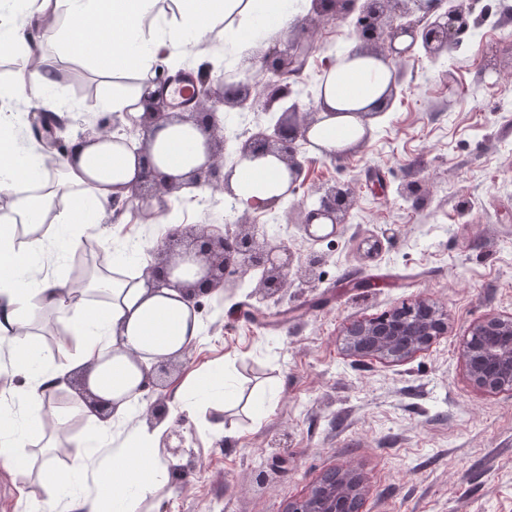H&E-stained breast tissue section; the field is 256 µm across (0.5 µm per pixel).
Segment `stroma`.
I'll return each mask as SVG.
<instances>
[{"label":"stroma","mask_w":512,"mask_h":512,"mask_svg":"<svg viewBox=\"0 0 512 512\" xmlns=\"http://www.w3.org/2000/svg\"><path fill=\"white\" fill-rule=\"evenodd\" d=\"M488 20L440 59L415 50L406 76L380 115L371 137L333 161L302 147L307 178L265 224L298 259L326 261L318 284L291 276L270 299L269 324L251 318L244 293L203 298L200 341L180 359L181 377L220 368L236 405L224 412V434L205 428L207 412H178L180 429L200 470L172 480L154 512H284L321 476L357 469L366 493L360 512H512V395L489 393L470 380L462 359L473 325L512 315V0H479ZM315 43L302 80L318 89L333 48L356 45L350 21L313 17L308 28L270 29L266 45ZM43 53L54 64L52 95L70 106L56 135L70 141L95 123L97 102L114 89L132 91L130 72L116 78L97 62L66 56L56 39ZM180 70L213 75L243 63L215 41L206 53L185 48ZM261 83L249 101L221 106L226 159H235L237 133L266 128ZM347 184L355 205L334 241L316 242L297 224L323 182ZM185 225L226 231L251 221L229 211L224 195L185 189L167 199ZM158 202L125 207L106 217L86 240L101 250L137 243L136 264L147 268L167 226L148 222ZM418 296L448 317V331L403 361L353 357L346 330ZM72 386L39 412L56 446L86 436L89 419L69 409ZM45 493L37 477L0 467V512H17L24 499Z\"/></svg>","instance_id":"1"}]
</instances>
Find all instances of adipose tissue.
<instances>
[{
    "instance_id": "ef3b65f1",
    "label": "adipose tissue",
    "mask_w": 512,
    "mask_h": 512,
    "mask_svg": "<svg viewBox=\"0 0 512 512\" xmlns=\"http://www.w3.org/2000/svg\"><path fill=\"white\" fill-rule=\"evenodd\" d=\"M201 0H28L24 19L0 15V43L34 52L29 79L16 85L14 99L33 107L54 108L49 92L55 74L42 53L48 37L60 40L66 52L109 60L113 73L136 69L150 73L159 57L176 61L185 44L209 42L216 27L238 53L263 38L270 25L288 24L300 11L295 0H214L201 12ZM391 71L379 59L347 49L336 59L318 88L324 117L310 131V139L326 152L359 140L364 129L361 113L373 111L389 90ZM15 113H0V194L9 207L0 215V341L9 342L15 403L35 411L55 389L63 373L48 347L22 342L27 328L45 312L55 316L53 334L58 344L77 343L75 367L85 369L89 390L112 401L113 421L131 419L139 405L137 386L143 379L139 361H161L181 355L199 342L202 329L197 313L174 290L151 288L143 272L127 279L93 278L75 289L58 278L35 279L34 263L41 238L25 247L14 244L17 224H59L65 241L73 245L93 224L129 195L140 176L142 157L126 142H93L74 146L64 160L36 146L24 145L14 135ZM206 138L190 123L155 126L150 155L166 174H186L204 163ZM288 182L282 162L269 156L244 159L230 186L238 206L253 209L281 197ZM71 205L56 210V198ZM180 410L217 398L232 401L222 372L182 381L177 389ZM167 423H141L117 447H106L107 431L95 427L64 454L62 467L54 451L34 456L31 437L0 426V465L26 476L37 472L48 495L43 506L54 512L60 495L90 465L98 467V483L106 495L75 496L70 512H136L139 503L155 499L170 482V461L162 446Z\"/></svg>"
}]
</instances>
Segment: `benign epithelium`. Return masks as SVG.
Segmentation results:
<instances>
[{
    "instance_id": "1",
    "label": "benign epithelium",
    "mask_w": 512,
    "mask_h": 512,
    "mask_svg": "<svg viewBox=\"0 0 512 512\" xmlns=\"http://www.w3.org/2000/svg\"><path fill=\"white\" fill-rule=\"evenodd\" d=\"M477 0H457L445 6V0H318L314 13L320 16L353 17L352 25L358 39L380 43L376 57L383 61L394 75L391 86H396L407 60L415 47H420L436 60L460 43L461 36L476 27L474 16ZM407 37L408 44L399 48L397 40ZM308 51L300 48H268L255 61L229 75H220L221 92L214 97L209 88L211 71L198 75L196 87L197 109L188 114L164 112L167 103L155 90L143 97L145 117L158 123L172 117L196 126L205 136L207 160L189 176L179 180L162 174L150 158H145L139 180L131 186L129 199L146 202L153 198L160 203V212L169 210L164 197L189 187H208L228 193L229 178L237 166H226L224 159V127L220 125L217 110L226 104L243 105L250 97L253 69L259 68L267 76L261 109L278 112L280 116L270 135L255 133L247 138L239 150L238 159L273 155L286 165L289 185L285 194H292L300 186L304 164L298 159V142L310 143L308 132L318 122L311 113L301 123L295 120L300 101L288 97L291 80L300 75L307 63ZM119 125L112 115L96 121L79 135V141H101L112 138ZM319 197L301 224L305 235L314 241L336 236L353 205L351 192L339 183H324L317 189ZM158 261L149 271L148 283L154 288H174L184 297L198 303V299L213 294L217 288H236L255 270L262 271L255 294L263 302L280 294L288 284V276L298 269L305 281L313 284L321 279L325 259L311 254L300 266H295L294 252L283 242H277L258 233L254 224H241L238 230L224 234L211 233L205 228L191 231L181 225H172L156 248ZM184 264H197V279L188 283L172 280L178 268L176 259ZM448 329L445 318L425 297L396 307L379 321L375 319L353 323L347 329V351L353 356L379 355L394 360H405L429 347ZM468 376L479 388L489 392L512 394V317L486 318L472 327L471 338L463 353ZM163 362L144 370V379L137 391L149 390L144 399L149 401L145 414L149 423L158 424L169 414L167 399H151L159 386L155 370ZM87 403L103 419L112 416V402L97 399L85 392ZM185 436L177 429L168 430L164 444L174 458L182 457ZM365 494L363 477L353 468H344L316 480L303 497L291 501L284 512H344V505Z\"/></svg>"
}]
</instances>
